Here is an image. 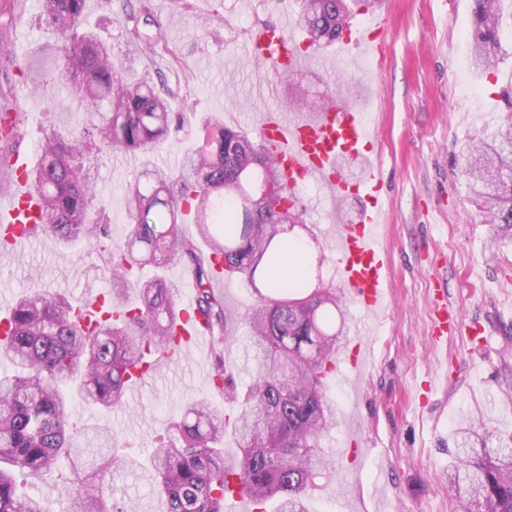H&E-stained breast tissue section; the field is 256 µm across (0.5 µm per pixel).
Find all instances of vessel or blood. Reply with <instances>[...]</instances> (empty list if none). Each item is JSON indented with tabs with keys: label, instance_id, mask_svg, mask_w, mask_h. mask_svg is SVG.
Returning <instances> with one entry per match:
<instances>
[{
	"label": "vessel or blood",
	"instance_id": "b4317fda",
	"mask_svg": "<svg viewBox=\"0 0 512 512\" xmlns=\"http://www.w3.org/2000/svg\"><path fill=\"white\" fill-rule=\"evenodd\" d=\"M392 29L390 13H374L366 23L346 27L341 41L379 52ZM246 48L256 64L285 74L297 72L312 55L306 42L287 36L282 24L253 26L247 32ZM257 134L272 154L282 185L288 192H296L300 182L314 181L331 199L359 201L356 221L334 227L336 273L349 299L361 307L365 317H376L386 298V255L379 230L387 201L379 172L373 171L354 180L345 175L339 164L340 158H361L369 152L374 134L365 112L336 105L318 113L312 120H291L278 110L267 112L259 121ZM11 163L16 173V188L8 200L0 201V241L16 250L32 240L39 222L40 205L26 179L25 154L14 152ZM178 304V320L166 345L172 357L189 349L208 347L211 343L203 329L193 292L181 295ZM467 328V319L461 310L449 307L446 298L436 300L430 332L433 340L445 339L448 331L460 334Z\"/></svg>",
	"mask_w": 512,
	"mask_h": 512
}]
</instances>
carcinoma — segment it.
Returning <instances> with one entry per match:
<instances>
[{
    "mask_svg": "<svg viewBox=\"0 0 512 512\" xmlns=\"http://www.w3.org/2000/svg\"><path fill=\"white\" fill-rule=\"evenodd\" d=\"M368 2L300 0L297 25L319 49L336 43L352 10ZM473 2L472 65L487 72L500 61L508 5ZM85 5L42 0L43 24L72 41L60 77L83 111L85 130L71 139L48 136L30 181L41 201L38 228L64 244L86 240L104 253L112 317L84 325L80 306L49 293L23 296L12 306L0 340V512H50L41 499L17 493L14 472L39 478L63 467L72 475L67 512H137L121 499L107 505L104 490L142 463L116 453L106 425L68 430L70 391L98 412L122 405L131 370L151 366L178 318L177 288L164 274L173 263L193 270L196 307L214 341L215 389L237 403L239 414L229 425L223 412L198 399L172 423L168 440L148 450L165 512H224L235 483L255 512H310L308 499L333 459L321 437L337 423L325 381L350 329L344 289L322 282L310 288L296 275L280 280L284 237L303 224V214L282 189L265 144L219 116L197 125L191 114L169 111L152 81H128L97 35L81 29ZM21 116L0 117L1 178L14 174L10 142ZM186 128L195 136L182 166L133 176L123 198L128 239L105 244L106 225L91 218L89 154H144ZM462 175L484 223L495 230L493 243H512V116L486 128L466 150ZM186 215L210 251L224 256L225 272L245 279L256 294L244 313L253 353L244 387L225 358L224 304L211 288L209 262L180 233ZM145 266L156 268L155 276L131 281ZM228 433L239 448L233 457L224 455ZM452 456L455 512H512L511 434L463 420Z\"/></svg>",
    "mask_w": 512,
    "mask_h": 512,
    "instance_id": "obj_1",
    "label": "carcinoma"
}]
</instances>
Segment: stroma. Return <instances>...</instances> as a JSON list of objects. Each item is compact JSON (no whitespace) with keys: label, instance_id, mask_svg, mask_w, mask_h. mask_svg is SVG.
<instances>
[{"label":"stroma","instance_id":"1","mask_svg":"<svg viewBox=\"0 0 512 512\" xmlns=\"http://www.w3.org/2000/svg\"><path fill=\"white\" fill-rule=\"evenodd\" d=\"M394 28L386 39L380 79L369 82L356 47L328 48L298 73L280 77L258 68L245 50L246 31L258 22L298 16L297 0H87L85 16L109 30L115 60L131 75H161L175 112L223 115L227 125L254 130L262 113L282 108L299 88L314 97L337 93L349 105L374 100L378 137L369 156L382 169L388 190L383 245L388 255V308L385 322L371 332L349 334L373 352L364 368L340 363L328 392L340 414L323 439L335 464L320 480L312 512H454L448 485L453 433L461 419L512 433V247H492L494 230L482 223L462 176L463 155L485 127L512 113L487 98L512 85V25L501 32L502 61L478 75L471 61V0H380ZM41 0H0V105L21 112L19 142L36 157L51 133L79 134L82 117L65 104L58 80L65 39L40 21ZM188 143L172 137L150 158L123 153L93 160L95 196L104 206L112 245L125 242L130 218L121 204L126 187L143 162L179 168ZM307 231L300 237L308 256L299 269L308 283L336 279L331 228L338 218L355 219L359 204L337 207L316 183L300 194ZM99 250H64L51 233H40L22 250L0 254V301L38 291L74 297L108 291ZM442 288L472 323L485 328L489 345L469 352L459 339H429L428 300ZM226 328L233 341L227 357L238 367L247 329L240 316L254 301L241 278L225 280ZM211 353L193 351L161 365L121 407L106 416L74 403L70 426L105 419L118 448L146 454L168 437L180 409L208 397L217 409L224 398L203 376ZM436 378L429 396L420 384ZM363 440L356 466L347 456L351 437ZM20 492L48 501L61 512L71 490L62 470L37 480L20 473ZM148 473H123L120 495L139 512H165Z\"/></svg>","mask_w":512,"mask_h":512}]
</instances>
